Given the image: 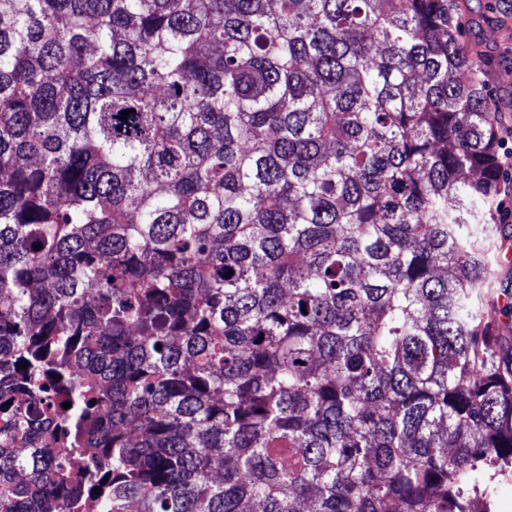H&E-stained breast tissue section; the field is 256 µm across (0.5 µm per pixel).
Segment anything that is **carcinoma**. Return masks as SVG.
I'll use <instances>...</instances> for the list:
<instances>
[{
	"mask_svg": "<svg viewBox=\"0 0 512 512\" xmlns=\"http://www.w3.org/2000/svg\"><path fill=\"white\" fill-rule=\"evenodd\" d=\"M480 67L448 0H0V512H491Z\"/></svg>",
	"mask_w": 512,
	"mask_h": 512,
	"instance_id": "obj_1",
	"label": "carcinoma"
}]
</instances>
